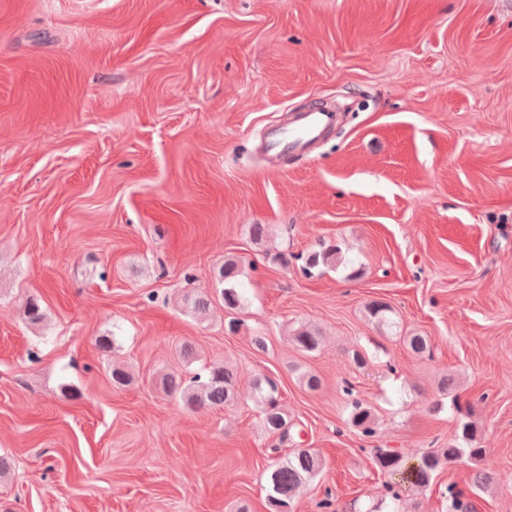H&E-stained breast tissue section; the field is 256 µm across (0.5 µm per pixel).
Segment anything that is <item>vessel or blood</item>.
Segmentation results:
<instances>
[{
	"instance_id": "b4317fda",
	"label": "vessel or blood",
	"mask_w": 512,
	"mask_h": 512,
	"mask_svg": "<svg viewBox=\"0 0 512 512\" xmlns=\"http://www.w3.org/2000/svg\"><path fill=\"white\" fill-rule=\"evenodd\" d=\"M335 122L334 112L320 106L314 107L297 114L292 124L270 130L265 138V149L270 154L282 157L308 153Z\"/></svg>"
}]
</instances>
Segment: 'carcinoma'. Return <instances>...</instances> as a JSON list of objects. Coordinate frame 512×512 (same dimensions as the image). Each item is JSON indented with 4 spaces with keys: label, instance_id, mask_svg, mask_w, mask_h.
Masks as SVG:
<instances>
[{
    "label": "carcinoma",
    "instance_id": "carcinoma-1",
    "mask_svg": "<svg viewBox=\"0 0 512 512\" xmlns=\"http://www.w3.org/2000/svg\"><path fill=\"white\" fill-rule=\"evenodd\" d=\"M338 259L334 247L315 250L307 254L301 266L303 275L310 277L321 266L331 265ZM242 267L234 259L224 261L219 269L217 282L224 306L229 309L240 307L244 300L240 277ZM183 306L195 316H204L211 306V297L202 292L190 291L183 295ZM368 314L378 323L393 327L387 316L389 306L382 302H372L367 307ZM23 313L32 324L44 320V311L34 298H28L23 304ZM292 340L296 347L304 352L317 350L320 344L319 333L307 326L296 329ZM163 389L170 393H179L186 406L196 409H214L234 403L237 399V382L233 369L226 364H212L189 378L182 376H164L161 379ZM341 392L350 409V422L361 435L372 437L376 433V419L371 408L358 397L354 385L344 381ZM253 401L260 413L265 431L279 438L284 443L288 440V414L280 404L279 386L267 376L259 377L253 382ZM460 442L424 452L418 462L407 465L402 455L395 450L379 449L376 452L377 466L383 472L393 476L401 475L398 481L384 483L379 491L383 500L397 502L401 499L403 486L410 483L418 487L429 486L438 471L445 465H452L463 460L468 461L473 469L472 493L484 490L490 482V475L480 463L486 449L477 445L475 426L463 419L459 423ZM324 467L323 459L310 448H295L285 456L274 449L268 476V503L271 512H290L291 502L300 488L313 481Z\"/></svg>",
    "mask_w": 512,
    "mask_h": 512
}]
</instances>
